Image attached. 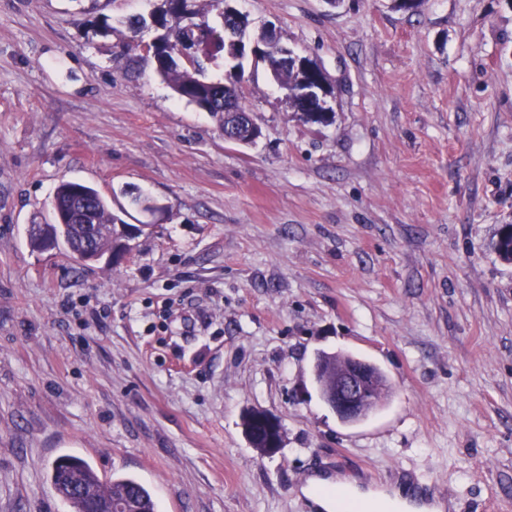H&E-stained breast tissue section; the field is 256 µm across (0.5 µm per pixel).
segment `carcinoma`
Instances as JSON below:
<instances>
[{
    "label": "carcinoma",
    "mask_w": 512,
    "mask_h": 512,
    "mask_svg": "<svg viewBox=\"0 0 512 512\" xmlns=\"http://www.w3.org/2000/svg\"><path fill=\"white\" fill-rule=\"evenodd\" d=\"M197 0H161L151 13L153 22L161 28L156 38L158 46L146 45L144 61L154 64L157 75L167 82L182 99L196 105L216 118L220 130L236 134L246 144L254 142L258 134L244 123L247 115L243 92L241 65L230 66L228 83L233 86L236 111L224 112V83L205 77L204 61L224 58L230 62V47L224 40L225 0H206L207 7L196 5ZM217 11L219 24L209 23L207 15ZM146 27L145 19L129 20L130 35L122 42L125 52L140 47L139 33ZM256 52L262 64L269 67L281 86L293 92L300 86L319 81L317 73L308 67H279V49L254 36ZM55 215L52 224H31L28 229L44 236H64L70 252L79 250L83 241H89L93 250L102 255L110 252L118 260L127 237V223L105 196L95 188L76 180H62L56 186L52 199ZM66 224L61 230L60 223ZM492 251L505 264H512V224L499 228ZM63 465L51 469L50 481L57 494L69 505L71 512H86L90 498L111 501L112 506L132 512H156V504L149 491L133 478L104 479L84 459L62 455Z\"/></svg>",
    "instance_id": "cac0c4a2"
}]
</instances>
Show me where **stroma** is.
<instances>
[{"instance_id":"35a3bbf8","label":"stroma","mask_w":512,"mask_h":512,"mask_svg":"<svg viewBox=\"0 0 512 512\" xmlns=\"http://www.w3.org/2000/svg\"><path fill=\"white\" fill-rule=\"evenodd\" d=\"M235 4L341 82L331 124L247 59L261 136L227 142L119 52L151 0H0V512H70L65 454L158 512H319L310 478L404 471L444 512H512V265L490 249L512 223V6ZM65 179L125 209L127 261L30 246ZM320 351L381 368L382 409L339 421ZM252 408L276 454L249 443ZM254 422L260 428L259 434L264 440V447L256 443L255 448H261L264 455H272L278 452L281 445V426L277 420L262 410H254Z\"/></svg>"}]
</instances>
